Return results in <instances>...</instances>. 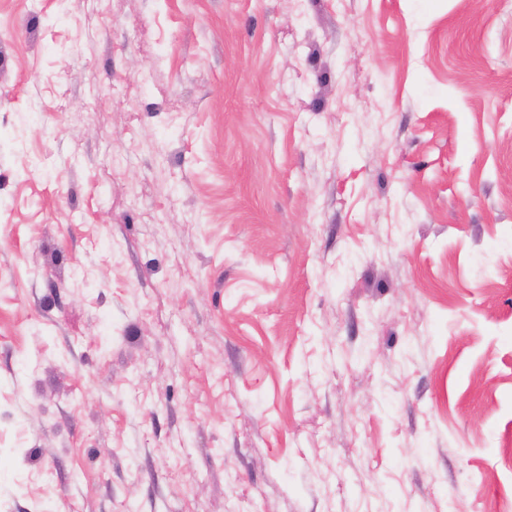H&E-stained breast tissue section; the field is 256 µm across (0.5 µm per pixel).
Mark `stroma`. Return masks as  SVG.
Masks as SVG:
<instances>
[{"label": "stroma", "mask_w": 512, "mask_h": 512, "mask_svg": "<svg viewBox=\"0 0 512 512\" xmlns=\"http://www.w3.org/2000/svg\"><path fill=\"white\" fill-rule=\"evenodd\" d=\"M0 512H512V0H0Z\"/></svg>", "instance_id": "35a3bbf8"}]
</instances>
